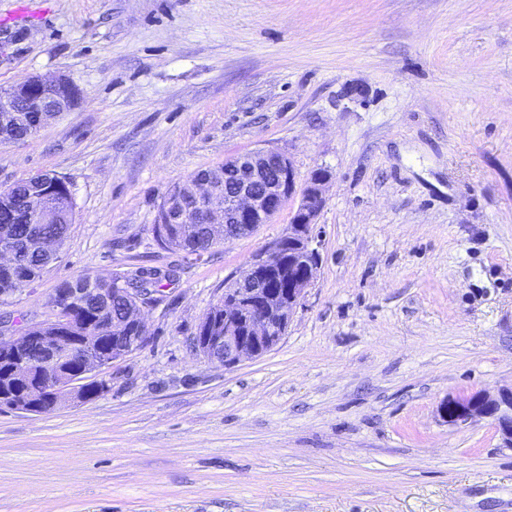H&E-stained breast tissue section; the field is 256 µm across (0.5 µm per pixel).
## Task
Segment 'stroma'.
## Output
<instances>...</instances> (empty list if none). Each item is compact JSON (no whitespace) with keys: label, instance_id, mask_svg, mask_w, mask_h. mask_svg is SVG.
Wrapping results in <instances>:
<instances>
[{"label":"stroma","instance_id":"1","mask_svg":"<svg viewBox=\"0 0 512 512\" xmlns=\"http://www.w3.org/2000/svg\"><path fill=\"white\" fill-rule=\"evenodd\" d=\"M0 0V88L78 107L0 143V187L65 178V279H174L147 345L76 408L0 411V512H512V448L451 396L512 386V0ZM328 169L320 264L286 335L227 369L193 338L295 201L201 258L160 248L169 189L260 148Z\"/></svg>","mask_w":512,"mask_h":512}]
</instances>
